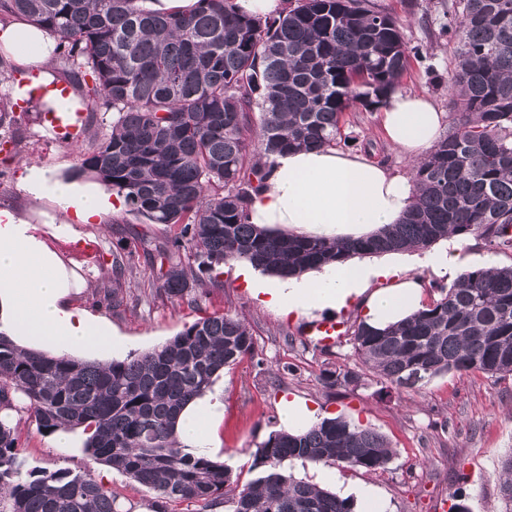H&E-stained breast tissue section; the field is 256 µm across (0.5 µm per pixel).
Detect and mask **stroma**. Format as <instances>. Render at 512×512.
<instances>
[{
    "label": "stroma",
    "mask_w": 512,
    "mask_h": 512,
    "mask_svg": "<svg viewBox=\"0 0 512 512\" xmlns=\"http://www.w3.org/2000/svg\"><path fill=\"white\" fill-rule=\"evenodd\" d=\"M374 3L400 20L409 46L423 50V61L412 62L401 90L428 94L440 109H447L454 58L439 32L448 23V0ZM380 114L377 108H352L342 117L343 134L354 138L355 152L411 174V167L384 137ZM15 118L23 140L18 147L0 150V207L27 217L44 242L85 239L107 255L129 245L127 227H136L151 238L164 236L163 225L147 224L132 215L120 224L46 223V216L54 214L55 208L49 200H32L21 189L23 167L36 163L73 174L80 166V148L55 140L35 115L19 111ZM60 257L78 281L72 305L89 309L88 296L109 280L110 266L91 264L65 251ZM223 281L220 289L206 282L198 285L200 307L196 310L184 304L144 302L133 310L106 314L116 338L112 349L96 353V360H121L149 350L178 334L199 313H231L251 327L258 359L224 373L211 388L222 405L212 432V459L251 456L257 443L281 429V399L298 398L321 416L341 415L374 429L395 448L387 469H336L342 485L372 489L386 512H443L444 500L457 487L472 512H499L496 475L502 460L512 455V376L496 379L479 372L448 373L417 392L386 388L369 376L358 386L331 391L321 384L319 375L327 367L353 365L349 336H341L329 350H321L309 332V319L285 316L260 304L235 267H225ZM287 364L293 368L288 375L282 372ZM19 434L28 466L90 473L126 495L136 512L150 508L152 491L94 463L84 450L54 447L51 435L38 430L30 419H21Z\"/></svg>",
    "instance_id": "1"
}]
</instances>
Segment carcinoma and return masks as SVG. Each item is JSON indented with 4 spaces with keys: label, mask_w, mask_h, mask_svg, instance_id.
Masks as SVG:
<instances>
[{
    "label": "carcinoma",
    "mask_w": 512,
    "mask_h": 512,
    "mask_svg": "<svg viewBox=\"0 0 512 512\" xmlns=\"http://www.w3.org/2000/svg\"><path fill=\"white\" fill-rule=\"evenodd\" d=\"M454 131L413 167L415 203L400 223L358 239L285 233L248 222L270 156L347 142L341 117L385 103L422 58L402 25L370 0H294L252 18L235 0H198L188 16L141 0H0V22L27 17L58 31L55 72L79 111L112 113L82 153L79 173L124 198L125 213L169 227L111 253L112 281L91 298L113 313L141 294L126 272L138 250L159 282L150 303L198 307L195 286L224 287V266L246 262L278 277L353 255L429 248L456 237L512 253V0H448ZM17 103L0 92V145L13 143ZM385 329L351 328L358 367L322 371L328 389L365 372L397 389H421L450 372L512 375V266L471 268ZM255 357L252 330L228 313L200 317L165 343L106 363L27 349L0 333V512H119L121 494L88 473L28 468L14 414L39 430H81L84 451L154 493L153 512H218L239 479L188 451L178 419L224 370ZM386 438L343 416L272 432L256 445L261 475L232 512H353V503L294 477L284 462L384 470ZM512 512V455L498 477Z\"/></svg>",
    "instance_id": "carcinoma-1"
}]
</instances>
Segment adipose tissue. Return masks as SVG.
<instances>
[{
    "label": "adipose tissue",
    "instance_id": "obj_1",
    "mask_svg": "<svg viewBox=\"0 0 512 512\" xmlns=\"http://www.w3.org/2000/svg\"><path fill=\"white\" fill-rule=\"evenodd\" d=\"M59 35L25 20L0 23V51L10 55L18 76L13 95L26 107L59 115L73 112L77 98L63 91L53 73ZM381 127L392 147L416 162L441 137L446 114L423 95L394 91L381 114ZM266 187L254 196L248 221L269 228L285 226L306 235L359 238L384 225L399 223L413 203L406 177L358 153L324 148L273 156ZM22 188L36 200L49 199L73 224H100L124 207L100 183L78 176H56L37 165L23 168ZM421 266L451 282L462 271L457 240L448 239L421 252L352 256L301 276L269 283L251 268L240 273L251 293L284 314L309 315L342 310L359 303L364 320L383 327L421 305V285L403 277L405 268ZM70 277L57 255L14 210L0 209V331L24 348L56 354L107 350L112 328L72 307ZM220 415L218 402L196 401L178 422V435L205 450L210 426Z\"/></svg>",
    "mask_w": 512,
    "mask_h": 512
}]
</instances>
